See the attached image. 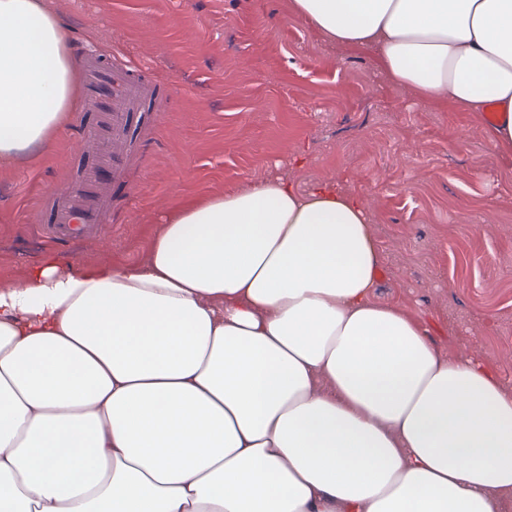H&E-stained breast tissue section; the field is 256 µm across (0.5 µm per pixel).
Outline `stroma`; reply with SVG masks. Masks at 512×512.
<instances>
[{"mask_svg": "<svg viewBox=\"0 0 512 512\" xmlns=\"http://www.w3.org/2000/svg\"><path fill=\"white\" fill-rule=\"evenodd\" d=\"M71 49L143 67L169 88L81 263L142 261L165 208L252 179L330 180L371 211L377 302L404 305L431 342L466 350L512 387V158L452 104H425L368 51L326 43L291 0H57ZM83 112L52 148L0 163V279L54 244L49 196L76 178ZM303 154V167L292 163Z\"/></svg>", "mask_w": 512, "mask_h": 512, "instance_id": "35a3bbf8", "label": "stroma"}]
</instances>
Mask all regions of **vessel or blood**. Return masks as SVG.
<instances>
[{
    "label": "vessel or blood",
    "instance_id": "1",
    "mask_svg": "<svg viewBox=\"0 0 512 512\" xmlns=\"http://www.w3.org/2000/svg\"><path fill=\"white\" fill-rule=\"evenodd\" d=\"M83 110L92 118L89 137L96 145L79 178L61 190L51 208L48 226L54 238L65 240L104 223L112 207V191L125 187L132 160L130 121L145 105L164 111L168 91L148 75L123 62L107 64L92 53L82 54Z\"/></svg>",
    "mask_w": 512,
    "mask_h": 512
}]
</instances>
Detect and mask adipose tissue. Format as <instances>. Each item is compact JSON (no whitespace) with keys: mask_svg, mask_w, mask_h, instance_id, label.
I'll list each match as a JSON object with an SVG mask.
<instances>
[{"mask_svg":"<svg viewBox=\"0 0 512 512\" xmlns=\"http://www.w3.org/2000/svg\"><path fill=\"white\" fill-rule=\"evenodd\" d=\"M512 154V0H292ZM48 0H0V161L76 110ZM365 203L262 177L176 201L136 265L0 282V512H512V391L375 299Z\"/></svg>","mask_w":512,"mask_h":512,"instance_id":"ef3b65f1","label":"adipose tissue"}]
</instances>
